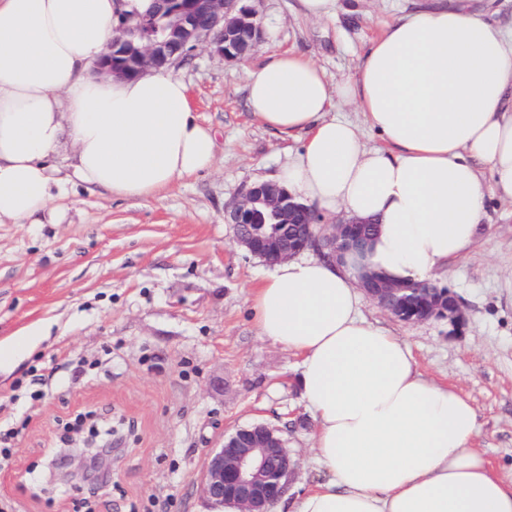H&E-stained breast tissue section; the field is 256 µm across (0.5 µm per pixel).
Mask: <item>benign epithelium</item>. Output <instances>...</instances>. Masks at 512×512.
<instances>
[{"instance_id": "obj_1", "label": "benign epithelium", "mask_w": 512, "mask_h": 512, "mask_svg": "<svg viewBox=\"0 0 512 512\" xmlns=\"http://www.w3.org/2000/svg\"><path fill=\"white\" fill-rule=\"evenodd\" d=\"M166 18L175 19L172 30L164 27L148 41H113L112 55L100 68L124 77L153 70L166 72L180 59L179 52L199 45L224 58L242 60L262 35L250 0H183ZM266 218L272 220L268 232L259 226ZM224 220L233 225L237 244L270 263L310 249L334 258L360 250L366 243L360 225L342 220L324 225L314 209L295 202L286 189L271 181L244 189L225 208ZM363 287L382 310L403 321L446 319L455 326L463 321L459 298L430 282L408 287L367 275ZM293 470L286 442L275 435L273 427H243L209 453L201 494L216 512H224L226 507L235 512H270L286 493Z\"/></svg>"}]
</instances>
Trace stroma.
<instances>
[{
	"label": "stroma",
	"mask_w": 512,
	"mask_h": 512,
	"mask_svg": "<svg viewBox=\"0 0 512 512\" xmlns=\"http://www.w3.org/2000/svg\"><path fill=\"white\" fill-rule=\"evenodd\" d=\"M437 0H336L315 21L298 0H252L263 39L246 61L208 48L173 70L218 130L210 171L154 196L116 198L71 186L51 224H0V427L14 430L0 467V512H212L200 493L209 452L235 429L279 428L295 461L288 498L328 479L317 425L301 397V359L260 336L250 291L272 270L235 241L224 207L272 176L299 137L265 127L247 104V72L292 51L329 82L356 77L397 18ZM484 229L438 277L460 299L459 328L402 321L365 301L363 314L410 344L421 369L477 411L473 448L512 479V204L488 166ZM92 412L124 440L105 484L39 488L65 420Z\"/></svg>",
	"instance_id": "35a3bbf8"
}]
</instances>
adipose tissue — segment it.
I'll list each match as a JSON object with an SVG mask.
<instances>
[{
  "label": "adipose tissue",
  "instance_id": "adipose-tissue-1",
  "mask_svg": "<svg viewBox=\"0 0 512 512\" xmlns=\"http://www.w3.org/2000/svg\"><path fill=\"white\" fill-rule=\"evenodd\" d=\"M150 0H0V223L53 215L67 183L51 162L70 142L76 182L150 197L211 170L216 131L178 77L98 74L121 15ZM512 33L459 7L420 11L373 42L356 79L329 83L293 52L249 70L266 127L303 135L274 178L315 211L371 220L361 262L298 255L251 293L261 336L302 359V397L330 481L291 512H512V481L471 446L472 403L418 368L407 343L362 312L358 267L431 280L483 220L487 163L512 202ZM353 104L386 142L331 117Z\"/></svg>",
  "mask_w": 512,
  "mask_h": 512
}]
</instances>
